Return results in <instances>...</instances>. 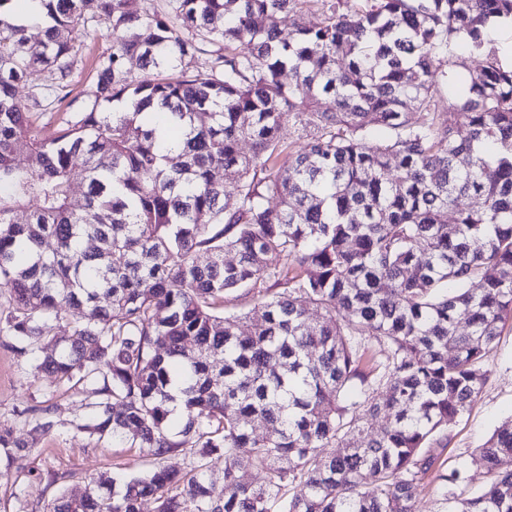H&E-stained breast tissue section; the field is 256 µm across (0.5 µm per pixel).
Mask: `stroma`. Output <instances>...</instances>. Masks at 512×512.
<instances>
[{
	"mask_svg": "<svg viewBox=\"0 0 512 512\" xmlns=\"http://www.w3.org/2000/svg\"><path fill=\"white\" fill-rule=\"evenodd\" d=\"M81 60L72 75V89L91 97L95 87L91 63L95 56L112 48L106 23L94 25L90 35L80 36ZM12 337L0 334V428L13 429L31 453L27 468H54L79 474L107 472L137 475L149 464L137 451L123 448L120 439L101 437L85 431L92 421L93 397L82 390L59 386L46 373L32 370V361L17 357L11 350ZM492 373L469 413L448 426V445L441 455L444 470H460L468 491L486 489L490 476L477 450L493 430L512 416V323L506 324L490 354ZM54 396L58 405L57 425L51 433L23 424L17 416L23 407ZM55 489L28 478L25 472L0 477V512H16L18 504H28L42 512L55 496Z\"/></svg>",
	"mask_w": 512,
	"mask_h": 512,
	"instance_id": "stroma-1",
	"label": "stroma"
}]
</instances>
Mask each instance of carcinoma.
<instances>
[{
	"instance_id": "obj_1",
	"label": "carcinoma",
	"mask_w": 512,
	"mask_h": 512,
	"mask_svg": "<svg viewBox=\"0 0 512 512\" xmlns=\"http://www.w3.org/2000/svg\"><path fill=\"white\" fill-rule=\"evenodd\" d=\"M14 2L0 0V332L58 384L91 387L84 429L153 463L44 512H416L431 475L447 512H512V420L479 448L487 489L461 497L460 472L437 467L512 321V65L489 52L460 101L442 112L437 94L460 83L456 47L483 50L512 0H42L34 44ZM309 11L320 23L281 36V15ZM95 19L112 50L86 100L71 77ZM37 67L52 84L22 101ZM287 124L308 142L292 148ZM234 294L250 307L226 315ZM56 410L50 395L21 415L50 432ZM26 456L0 429V475Z\"/></svg>"
}]
</instances>
